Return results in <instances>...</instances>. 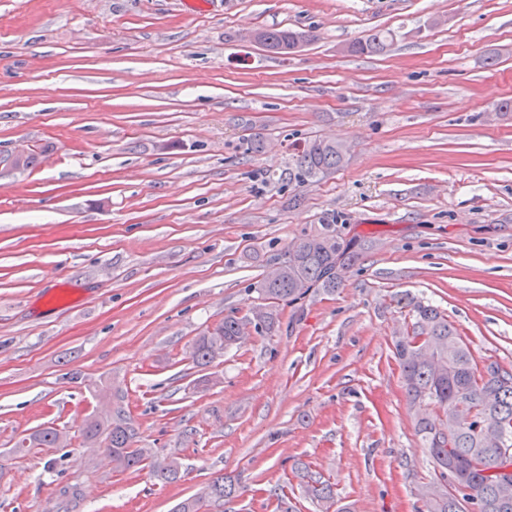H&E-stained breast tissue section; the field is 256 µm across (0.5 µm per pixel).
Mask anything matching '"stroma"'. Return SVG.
I'll return each instance as SVG.
<instances>
[{
	"mask_svg": "<svg viewBox=\"0 0 512 512\" xmlns=\"http://www.w3.org/2000/svg\"><path fill=\"white\" fill-rule=\"evenodd\" d=\"M262 28L315 39L281 56L243 40ZM378 29L387 53H345ZM510 98L512 0H0V512L65 486L78 512H171L223 474L233 512H274L299 463L349 512H421L394 342L429 301L512 367ZM315 136L347 163L282 182ZM329 215L369 242L343 284L197 372L195 339ZM119 403L177 481L84 455ZM49 426L66 447L18 448Z\"/></svg>",
	"mask_w": 512,
	"mask_h": 512,
	"instance_id": "35a3bbf8",
	"label": "stroma"
}]
</instances>
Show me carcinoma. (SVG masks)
<instances>
[{
    "mask_svg": "<svg viewBox=\"0 0 512 512\" xmlns=\"http://www.w3.org/2000/svg\"><path fill=\"white\" fill-rule=\"evenodd\" d=\"M261 46L279 54L286 45L315 39L311 31L263 28ZM393 42L388 30H375L347 46L352 55H380ZM288 168L281 172L288 183L302 186L344 166V145L321 138L291 143ZM364 244L345 237L331 218L314 233L291 245L281 259L275 280L263 279L259 290L264 303L253 307L257 331L271 334L280 328L283 306H295L314 293H333L347 271L360 259ZM410 330L394 345L407 401L433 406V417L420 418L416 433L429 452L437 479L421 487L425 512H512V499L502 500L500 483L512 481V371L494 361L479 362L469 344L437 307L421 301L412 304ZM245 321L234 314L198 337L192 347L193 364L201 369L224 350L241 340ZM453 424L452 442L440 429ZM498 433L500 444L488 442L486 432ZM135 428L129 412L118 406L106 419H90L83 431V447L111 458L117 472L142 471L152 466V449L133 447ZM66 436L54 427L42 428L18 442L19 447L59 448ZM305 497L324 512L336 504L332 484L321 473L304 466L298 471ZM288 485L271 491L277 501L275 512H301L299 502L289 495ZM238 485L219 476L209 485L207 496L229 504L238 497Z\"/></svg>",
    "mask_w": 512,
    "mask_h": 512,
    "instance_id": "obj_1",
    "label": "carcinoma"
}]
</instances>
